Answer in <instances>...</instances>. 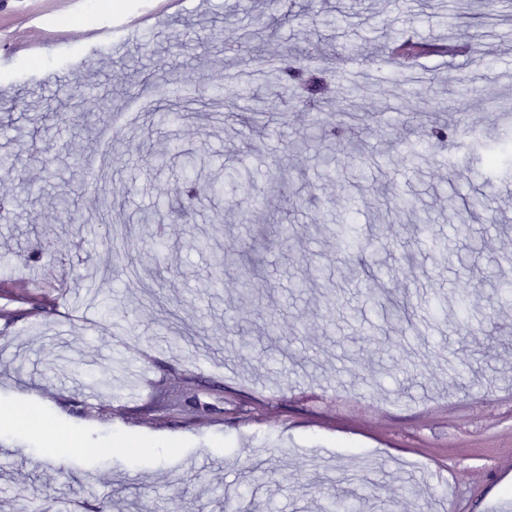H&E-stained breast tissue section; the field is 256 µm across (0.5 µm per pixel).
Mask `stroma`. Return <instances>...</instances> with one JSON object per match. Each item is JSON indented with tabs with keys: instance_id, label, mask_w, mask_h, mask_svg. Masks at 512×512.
I'll use <instances>...</instances> for the list:
<instances>
[{
	"instance_id": "obj_1",
	"label": "stroma",
	"mask_w": 512,
	"mask_h": 512,
	"mask_svg": "<svg viewBox=\"0 0 512 512\" xmlns=\"http://www.w3.org/2000/svg\"><path fill=\"white\" fill-rule=\"evenodd\" d=\"M264 4L181 0L118 52L81 35L113 16L103 0L73 14L55 0L0 6V40L39 48L0 49V156L13 163L0 170L13 202L0 212V255L12 259L0 265V402L38 420L0 432V512H42L53 498L60 512H171L176 500L196 512L221 493L231 512H319L345 490L368 497L367 512H512V296L496 282L512 275V176L485 186L471 176L476 149L422 148L434 126L479 131L487 100L512 101L497 78L512 62V0L487 26L476 0H296L273 36L255 38ZM339 10L344 22L326 27ZM449 14L480 53L374 65L392 40L447 41ZM248 38L270 66L288 57L322 72V108L357 111L333 145L338 174L318 166L314 103L240 122L253 106L240 84L270 80L250 54L225 55ZM461 80L475 87L464 103ZM407 85L425 91L409 108L395 95ZM218 86L230 90L219 119ZM303 135L286 197L267 198L270 226H256L246 201ZM189 149L250 177L184 216L175 153ZM478 193L473 219L462 199ZM59 197L84 226L61 222ZM403 199L412 214L397 212ZM158 209L178 232L152 247L138 221ZM422 216L444 247L423 243ZM47 234L52 247L28 262ZM250 252L262 263L248 278ZM392 301L410 323L391 319ZM271 342L281 364L259 359Z\"/></svg>"
}]
</instances>
